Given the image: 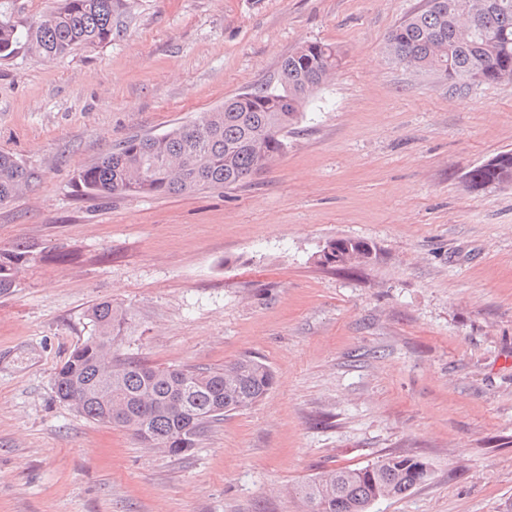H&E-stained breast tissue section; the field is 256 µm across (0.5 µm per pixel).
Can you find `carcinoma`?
I'll use <instances>...</instances> for the list:
<instances>
[{"label":"carcinoma","instance_id":"1","mask_svg":"<svg viewBox=\"0 0 512 512\" xmlns=\"http://www.w3.org/2000/svg\"><path fill=\"white\" fill-rule=\"evenodd\" d=\"M474 0H425L388 34L391 59L405 67L439 72L450 87L512 79V0H486L487 16L463 19ZM121 0H50L48 9L19 24L0 12V60L22 46L48 57L93 48L112 37ZM342 61L339 48L308 41L284 57L277 85L256 86L224 100L196 122L162 135L133 136L81 170L77 188L93 198L162 196L200 188L231 189L285 152L288 128L312 93ZM486 189L512 181V151H503L465 175ZM32 174L0 153V204L26 190ZM365 242H328L323 264L368 263ZM31 261L28 246L0 249V294L15 286L16 270ZM94 336L77 346L53 377L56 398L86 418L129 431L145 448L172 456L197 447L229 413L251 407L272 388L268 365L247 356L222 368L149 366L112 351L130 318L110 301L91 308ZM429 464L418 457L383 456L361 468L331 469L305 482L306 512H369L385 498L425 483Z\"/></svg>","mask_w":512,"mask_h":512}]
</instances>
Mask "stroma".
I'll return each mask as SVG.
<instances>
[{
  "instance_id": "1",
  "label": "stroma",
  "mask_w": 512,
  "mask_h": 512,
  "mask_svg": "<svg viewBox=\"0 0 512 512\" xmlns=\"http://www.w3.org/2000/svg\"><path fill=\"white\" fill-rule=\"evenodd\" d=\"M419 0H123L112 37L0 61V151L34 179L0 205V248L33 259L0 295V512H304L319 472L417 456L429 480L370 512H512V183L465 174L512 150V80L454 91L392 62ZM343 59L287 152L245 183L81 196L75 177L276 84L306 41ZM366 265L316 261L328 241ZM127 310L120 356L275 383L172 456L52 393L90 310ZM319 253V262L328 265L352 262L366 264L376 257L367 243L354 240L330 241Z\"/></svg>"
}]
</instances>
